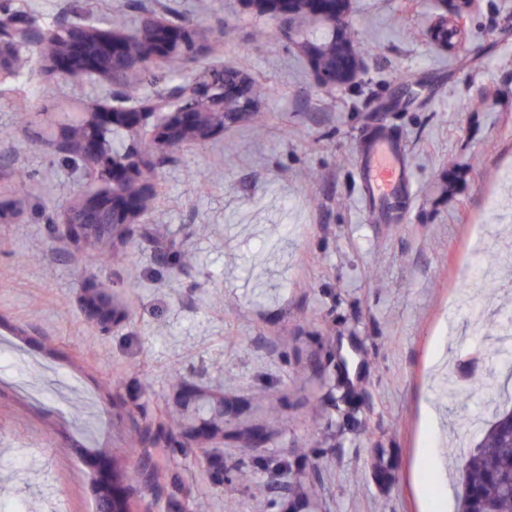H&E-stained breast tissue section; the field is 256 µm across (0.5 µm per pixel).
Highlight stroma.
Here are the masks:
<instances>
[{
    "mask_svg": "<svg viewBox=\"0 0 512 512\" xmlns=\"http://www.w3.org/2000/svg\"><path fill=\"white\" fill-rule=\"evenodd\" d=\"M351 3L363 66L331 91L240 0H0L40 31L180 13L203 51L141 74L142 95L220 67L264 89L149 169L141 224L92 263L55 218L99 185L44 141L109 88L36 58L0 82V512H95L99 448L138 463L136 512H458L455 481L422 475L435 449L473 446L512 363L481 354L471 316L512 322L486 271L512 242V0H481L453 52L429 39L446 0ZM380 129L407 162L389 220L357 177ZM90 289L112 301L109 329ZM30 359L95 408L29 397Z\"/></svg>",
    "mask_w": 512,
    "mask_h": 512,
    "instance_id": "obj_1",
    "label": "stroma"
}]
</instances>
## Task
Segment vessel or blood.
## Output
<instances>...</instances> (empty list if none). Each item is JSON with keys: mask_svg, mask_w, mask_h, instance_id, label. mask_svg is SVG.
Segmentation results:
<instances>
[{"mask_svg": "<svg viewBox=\"0 0 512 512\" xmlns=\"http://www.w3.org/2000/svg\"><path fill=\"white\" fill-rule=\"evenodd\" d=\"M367 200L389 196L405 178V164L399 143L391 137L374 136L360 173Z\"/></svg>", "mask_w": 512, "mask_h": 512, "instance_id": "obj_1", "label": "vessel or blood"}]
</instances>
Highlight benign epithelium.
<instances>
[{
	"label": "benign epithelium",
	"mask_w": 512,
	"mask_h": 512,
	"mask_svg": "<svg viewBox=\"0 0 512 512\" xmlns=\"http://www.w3.org/2000/svg\"><path fill=\"white\" fill-rule=\"evenodd\" d=\"M452 11L441 17L432 29V39L452 50L464 37L465 25L476 12L478 0H451ZM263 15L278 23L288 38L295 34L292 14L284 10H268ZM26 47L49 63V71L63 77H85L109 85H124L155 62L170 54L188 56L201 50V44L190 31L175 30L160 19L149 20L134 31L100 29L94 24L73 22L68 31L39 32L27 18L0 15V78L15 75L29 58L20 55ZM340 53L349 65L339 71L328 69L310 59L315 78L329 89H340L359 73L362 60L356 44L339 39ZM177 104L155 132L156 154L160 157L180 148L185 141L204 143L224 130L219 124L224 112V69H209L186 81L175 92ZM150 113L130 106L120 97L109 106L90 104L85 117L62 128L50 149L85 161L86 165L106 180L111 188L77 199L65 206L61 223L77 243L104 242L141 223L151 190L145 171L151 159L136 157L124 168L112 164V147L105 133L115 125L135 133L148 120ZM96 474L112 478V508L99 512H133L131 493L126 483L124 466L114 461L95 462Z\"/></svg>",
	"instance_id": "obj_1"
}]
</instances>
